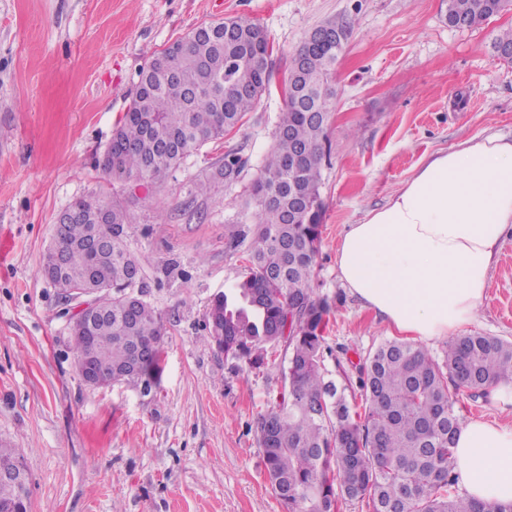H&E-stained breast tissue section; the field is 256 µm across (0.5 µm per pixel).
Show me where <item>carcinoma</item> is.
I'll return each instance as SVG.
<instances>
[{"mask_svg":"<svg viewBox=\"0 0 512 512\" xmlns=\"http://www.w3.org/2000/svg\"><path fill=\"white\" fill-rule=\"evenodd\" d=\"M511 6L512 0H448L446 19L475 27ZM492 49L512 62V28L495 36ZM342 51L316 43L297 69L291 54L285 89L311 94L316 112H332L331 75ZM272 53L260 24L233 17L201 25L155 55L104 154L107 177L161 184L192 152L223 139L267 90ZM325 140V126L285 94L275 145L253 187V226L232 230L250 238L248 273L215 297L208 313L207 340L227 358L259 368L268 350L282 344L288 352L281 400L256 426L274 493L288 512H339L349 500L365 503L368 512H512V503L488 507L456 494L451 458L461 419L448 391L451 384L485 397L511 382V341L458 336L438 359L420 344L386 339L356 367V377L343 374V384L328 377L332 350L324 330L333 306L312 288ZM239 168L240 158L225 154L195 193L214 195ZM68 209L75 219L58 240L64 269L53 287L65 299L92 288L105 300L92 319V345L74 337L75 360L91 347L100 365L135 374V385L149 394L159 384L163 354L146 359L143 352L164 335V323L133 291L139 267L127 244L132 214L117 197H81Z\"/></svg>","mask_w":512,"mask_h":512,"instance_id":"carcinoma-1","label":"carcinoma"}]
</instances>
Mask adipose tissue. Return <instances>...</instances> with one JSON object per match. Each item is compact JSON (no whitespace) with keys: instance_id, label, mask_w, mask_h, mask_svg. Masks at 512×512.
Wrapping results in <instances>:
<instances>
[{"instance_id":"adipose-tissue-1","label":"adipose tissue","mask_w":512,"mask_h":512,"mask_svg":"<svg viewBox=\"0 0 512 512\" xmlns=\"http://www.w3.org/2000/svg\"><path fill=\"white\" fill-rule=\"evenodd\" d=\"M512 234V140L469 139L434 153L377 210L349 225L336 270L393 330L451 338L482 304L503 239ZM453 465L468 497L512 502V428L461 423Z\"/></svg>"}]
</instances>
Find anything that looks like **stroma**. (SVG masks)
<instances>
[{"instance_id": "obj_1", "label": "stroma", "mask_w": 512, "mask_h": 512, "mask_svg": "<svg viewBox=\"0 0 512 512\" xmlns=\"http://www.w3.org/2000/svg\"><path fill=\"white\" fill-rule=\"evenodd\" d=\"M446 0H0V442L24 449L30 512H285L256 440L282 382V348L258 369L205 336L213 299L246 276L251 189L275 142L288 58L318 25L352 22L333 75L324 213L313 287L334 305L325 334L353 362L391 331L336 272L348 225L385 206L426 155L474 137L512 138V64L491 48L512 10L472 28ZM259 23L274 46L270 90L242 124L191 153L159 186L111 181L101 163L139 72L203 23ZM237 178L209 198L195 182L226 153ZM118 196L143 297L164 317L150 395L80 376L67 303L39 274L57 216ZM468 332L512 341V236ZM461 418L512 428V392L453 393Z\"/></svg>"}]
</instances>
